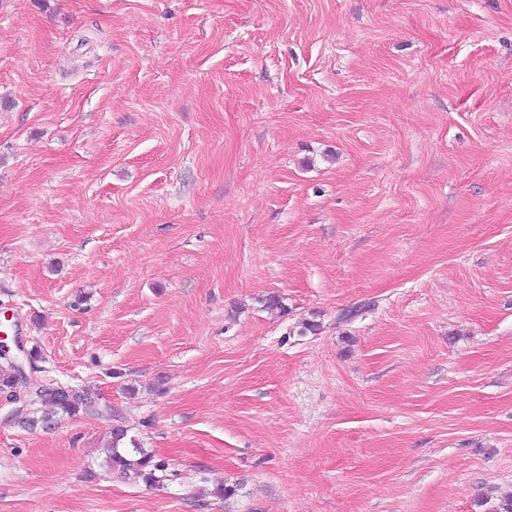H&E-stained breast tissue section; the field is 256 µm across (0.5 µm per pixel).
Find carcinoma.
I'll use <instances>...</instances> for the list:
<instances>
[{
	"instance_id": "carcinoma-1",
	"label": "carcinoma",
	"mask_w": 512,
	"mask_h": 512,
	"mask_svg": "<svg viewBox=\"0 0 512 512\" xmlns=\"http://www.w3.org/2000/svg\"><path fill=\"white\" fill-rule=\"evenodd\" d=\"M39 358L36 348L25 352V360L33 368V372L27 374L22 373L16 361L0 358V393L22 395L27 401L26 412L16 421L18 426L28 430H49L64 417L85 415L99 418L105 414L113 425L100 448L101 466L123 480L141 481L148 486L164 480L165 463L128 437L129 429L124 418L111 401L80 384L57 380L33 381L32 373L40 371L37 365Z\"/></svg>"
}]
</instances>
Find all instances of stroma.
Returning <instances> with one entry per match:
<instances>
[{
    "instance_id": "stroma-1",
    "label": "stroma",
    "mask_w": 512,
    "mask_h": 512,
    "mask_svg": "<svg viewBox=\"0 0 512 512\" xmlns=\"http://www.w3.org/2000/svg\"><path fill=\"white\" fill-rule=\"evenodd\" d=\"M0 324L172 475L0 423V512H487L512 0H0Z\"/></svg>"
}]
</instances>
